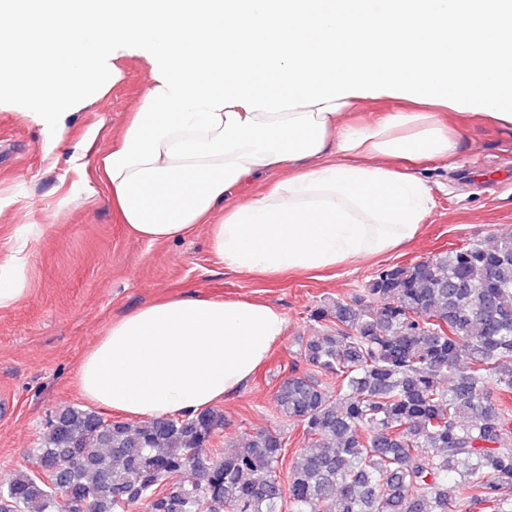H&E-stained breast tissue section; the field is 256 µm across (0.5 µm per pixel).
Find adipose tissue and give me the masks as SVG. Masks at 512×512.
Instances as JSON below:
<instances>
[{
    "label": "adipose tissue",
    "instance_id": "ef3b65f1",
    "mask_svg": "<svg viewBox=\"0 0 512 512\" xmlns=\"http://www.w3.org/2000/svg\"><path fill=\"white\" fill-rule=\"evenodd\" d=\"M0 0V35L51 29L49 61L0 55V93L34 91L62 138L70 113L118 82L107 49L146 52L149 81L95 158L112 217L150 244L199 227L224 269L273 279L333 270L413 242L432 189L405 162L448 160L460 137L420 111L442 91L512 128V0ZM417 104L365 124L358 102ZM29 236L0 260V310L28 292ZM287 318L257 300L179 292L111 321L74 386L130 420L198 412L235 395Z\"/></svg>",
    "mask_w": 512,
    "mask_h": 512
}]
</instances>
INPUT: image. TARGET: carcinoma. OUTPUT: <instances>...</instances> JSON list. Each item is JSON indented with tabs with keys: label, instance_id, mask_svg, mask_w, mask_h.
<instances>
[{
	"label": "carcinoma",
	"instance_id": "obj_1",
	"mask_svg": "<svg viewBox=\"0 0 512 512\" xmlns=\"http://www.w3.org/2000/svg\"><path fill=\"white\" fill-rule=\"evenodd\" d=\"M311 317L300 358L334 382L294 372L276 391L308 439L287 484L278 429L196 462L218 408L132 428L66 407L36 449L43 475L17 472L0 512H512V410L494 399L512 394L511 234L383 268Z\"/></svg>",
	"mask_w": 512,
	"mask_h": 512
}]
</instances>
